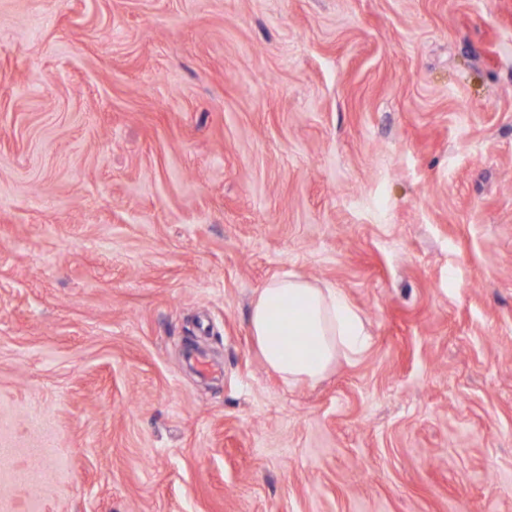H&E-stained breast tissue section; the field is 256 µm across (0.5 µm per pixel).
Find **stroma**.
I'll list each match as a JSON object with an SVG mask.
<instances>
[{"instance_id":"stroma-1","label":"stroma","mask_w":512,"mask_h":512,"mask_svg":"<svg viewBox=\"0 0 512 512\" xmlns=\"http://www.w3.org/2000/svg\"><path fill=\"white\" fill-rule=\"evenodd\" d=\"M0 512H512V0H0ZM248 327L266 367L287 385L320 381L339 357L356 359L371 346L362 314L343 290L298 275L260 288Z\"/></svg>"}]
</instances>
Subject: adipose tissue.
Returning a JSON list of instances; mask_svg holds the SVG:
<instances>
[{"mask_svg": "<svg viewBox=\"0 0 512 512\" xmlns=\"http://www.w3.org/2000/svg\"><path fill=\"white\" fill-rule=\"evenodd\" d=\"M248 327L266 367L288 385L320 381L338 358H358L371 346L362 314L343 290L298 275L260 288Z\"/></svg>", "mask_w": 512, "mask_h": 512, "instance_id": "obj_1", "label": "adipose tissue"}]
</instances>
